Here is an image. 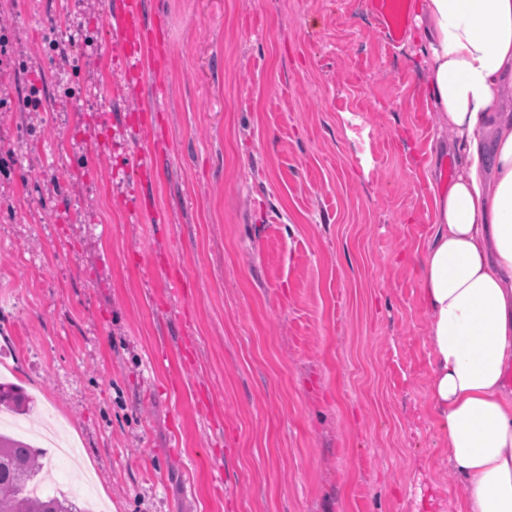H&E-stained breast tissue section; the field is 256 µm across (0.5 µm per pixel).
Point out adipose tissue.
Here are the masks:
<instances>
[{
	"mask_svg": "<svg viewBox=\"0 0 512 512\" xmlns=\"http://www.w3.org/2000/svg\"><path fill=\"white\" fill-rule=\"evenodd\" d=\"M422 95L459 164L429 181L434 232L413 259L429 318V400L460 512H512V0H415Z\"/></svg>",
	"mask_w": 512,
	"mask_h": 512,
	"instance_id": "ef3b65f1",
	"label": "adipose tissue"
}]
</instances>
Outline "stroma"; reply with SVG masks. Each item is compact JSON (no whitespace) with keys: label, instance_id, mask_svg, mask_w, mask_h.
Masks as SVG:
<instances>
[{"label":"stroma","instance_id":"obj_1","mask_svg":"<svg viewBox=\"0 0 512 512\" xmlns=\"http://www.w3.org/2000/svg\"><path fill=\"white\" fill-rule=\"evenodd\" d=\"M0 0V342L108 512L459 507L406 254L450 180L371 0ZM111 26L122 43L135 46L139 40L141 26H144L142 15L138 13L137 4L119 0L113 5Z\"/></svg>","mask_w":512,"mask_h":512}]
</instances>
